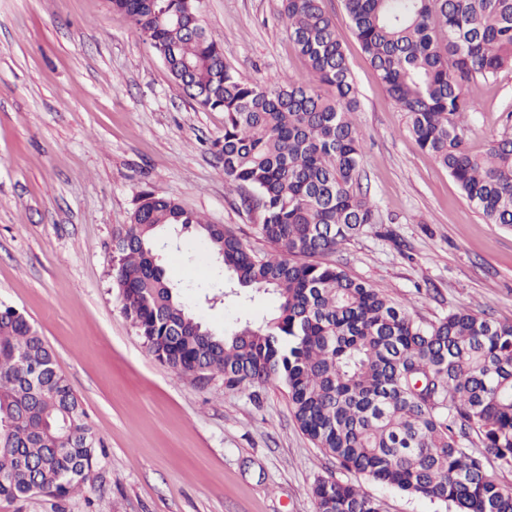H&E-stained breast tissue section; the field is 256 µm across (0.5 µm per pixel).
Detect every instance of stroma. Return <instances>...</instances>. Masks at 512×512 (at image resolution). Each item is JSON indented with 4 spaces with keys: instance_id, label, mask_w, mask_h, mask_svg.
<instances>
[{
    "instance_id": "1",
    "label": "stroma",
    "mask_w": 512,
    "mask_h": 512,
    "mask_svg": "<svg viewBox=\"0 0 512 512\" xmlns=\"http://www.w3.org/2000/svg\"><path fill=\"white\" fill-rule=\"evenodd\" d=\"M202 24L245 81L311 84L279 17L281 0H201ZM358 90L360 186L381 222L332 259L416 319L471 308L512 323V229L487 223L411 139L341 0H325ZM465 130L484 153L512 111V67L471 85ZM224 115L201 110L110 0H0V302L35 326L98 441L90 482L57 500L0 497V512H315L331 477L385 512H452L346 471L299 429L277 382L229 387L179 375L151 355L121 311L112 234L143 194L165 195L253 251H270L258 214L224 186L211 144ZM157 252L207 327L228 332L275 307L257 295L206 302L224 267L172 230Z\"/></svg>"
}]
</instances>
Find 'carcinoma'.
<instances>
[{"mask_svg":"<svg viewBox=\"0 0 512 512\" xmlns=\"http://www.w3.org/2000/svg\"><path fill=\"white\" fill-rule=\"evenodd\" d=\"M198 0H111L166 58L183 93L224 113L214 148L224 184L256 211L273 251L258 256L177 200L146 194L112 236V281L148 351L178 374L229 386L282 381L293 417L336 463L454 512H512L462 440L512 463V323L463 309L426 322L343 268L318 261L372 224L360 189L358 92L324 0H282L281 18L317 87L248 83L189 30ZM353 32L415 144L489 224L512 228V129L471 153L465 88L512 65V0H342ZM179 226L222 258L238 293L278 297L276 315L229 336L206 327L158 263ZM82 401L38 330L0 305V497L63 499L90 479L97 444ZM316 512H383L354 484L319 479Z\"/></svg>","mask_w":512,"mask_h":512,"instance_id":"obj_1","label":"carcinoma"}]
</instances>
